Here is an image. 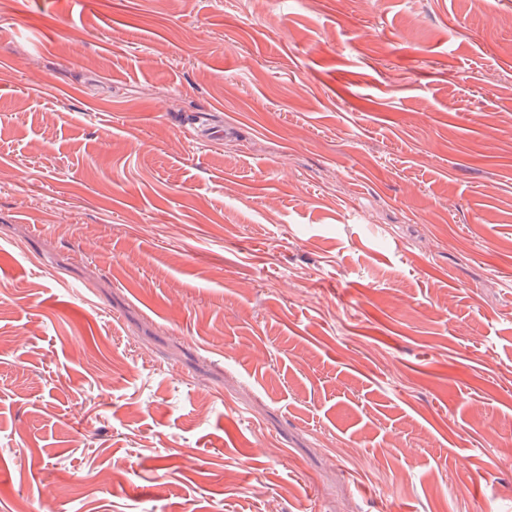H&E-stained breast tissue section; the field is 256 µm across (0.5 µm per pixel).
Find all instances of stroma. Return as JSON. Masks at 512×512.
<instances>
[{
    "instance_id": "obj_1",
    "label": "stroma",
    "mask_w": 512,
    "mask_h": 512,
    "mask_svg": "<svg viewBox=\"0 0 512 512\" xmlns=\"http://www.w3.org/2000/svg\"><path fill=\"white\" fill-rule=\"evenodd\" d=\"M48 489L512 512V0H0V512Z\"/></svg>"
}]
</instances>
